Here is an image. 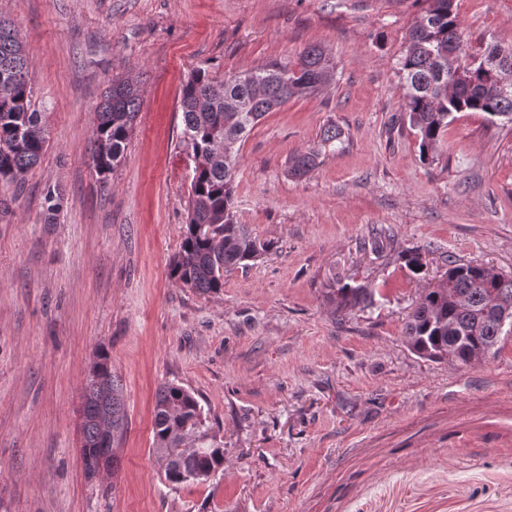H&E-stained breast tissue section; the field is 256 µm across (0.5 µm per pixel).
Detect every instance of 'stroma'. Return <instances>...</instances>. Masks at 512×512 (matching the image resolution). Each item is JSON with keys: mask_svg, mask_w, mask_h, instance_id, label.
Returning <instances> with one entry per match:
<instances>
[{"mask_svg": "<svg viewBox=\"0 0 512 512\" xmlns=\"http://www.w3.org/2000/svg\"><path fill=\"white\" fill-rule=\"evenodd\" d=\"M471 54L512 46V0H456ZM424 0H0L47 143L0 178V512H512V336L481 365L411 352L403 325L449 261L512 274V123L461 112L421 161L397 61ZM317 44L335 69L267 113L239 151L235 212L272 242L219 293L171 279L192 169L180 92ZM141 107L120 165L92 162L113 77ZM338 126L308 175L286 162ZM59 206L47 212V189ZM425 265L413 273L406 250ZM348 286L368 308L338 307ZM107 350L128 417L117 474L86 477L80 392ZM194 392L224 450L166 481L158 387Z\"/></svg>", "mask_w": 512, "mask_h": 512, "instance_id": "stroma-1", "label": "stroma"}]
</instances>
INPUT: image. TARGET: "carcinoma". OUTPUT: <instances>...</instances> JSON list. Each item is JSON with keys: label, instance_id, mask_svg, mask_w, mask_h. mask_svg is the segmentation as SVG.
Returning <instances> with one entry per match:
<instances>
[{"label": "carcinoma", "instance_id": "1", "mask_svg": "<svg viewBox=\"0 0 512 512\" xmlns=\"http://www.w3.org/2000/svg\"><path fill=\"white\" fill-rule=\"evenodd\" d=\"M455 0H426L398 62L404 111L420 136V153H434L460 112H480L489 122L512 121V85L497 86V54L490 43L480 59L468 53ZM30 61L13 23L0 16V177L19 181L40 161L46 146L41 113L31 110ZM334 70L332 57L311 45L294 68L269 64L218 81L198 69L183 84L180 107L183 143L196 157L188 220L170 275L202 294L224 288V272L246 268L255 248L271 244L249 234L235 217V174L239 147L267 113L291 99L306 97L325 85ZM140 111L139 86L115 78L106 88L93 119L91 159L97 173L119 166ZM343 142L342 130L326 127L320 141L288 161V173L309 174L322 151ZM512 309V275L482 263H449L442 285L424 292L404 325L408 349L432 362L472 367L495 355L512 328L504 329L496 312ZM98 373L81 391V461L86 476L100 469L117 472L116 446L102 437L112 425L117 439L127 429L120 377L110 356L98 354ZM209 426L194 395L175 384L159 387L154 406L155 452L172 484L205 482L224 462V449L206 446Z\"/></svg>", "mask_w": 512, "mask_h": 512}]
</instances>
